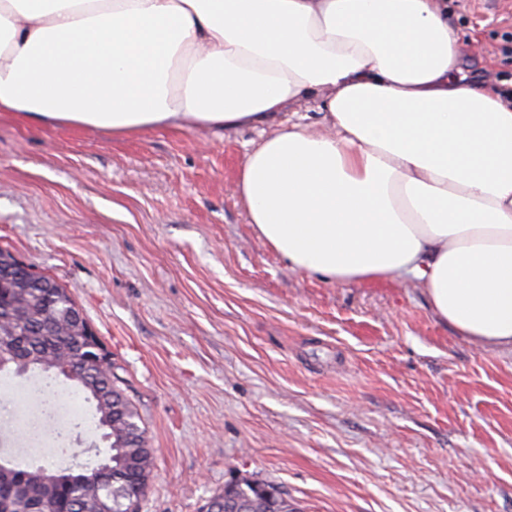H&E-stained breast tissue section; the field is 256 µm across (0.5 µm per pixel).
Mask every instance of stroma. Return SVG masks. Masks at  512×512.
<instances>
[{
	"instance_id": "35a3bbf8",
	"label": "stroma",
	"mask_w": 512,
	"mask_h": 512,
	"mask_svg": "<svg viewBox=\"0 0 512 512\" xmlns=\"http://www.w3.org/2000/svg\"><path fill=\"white\" fill-rule=\"evenodd\" d=\"M478 86L512 83V0H447ZM261 132L130 136L0 115V247L67 288L112 355L154 468L140 512L225 483L299 512H512V350L457 334L410 281L289 269L233 185ZM50 468L96 463L95 408Z\"/></svg>"
}]
</instances>
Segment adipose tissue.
Segmentation results:
<instances>
[{
  "instance_id": "1",
  "label": "adipose tissue",
  "mask_w": 512,
  "mask_h": 512,
  "mask_svg": "<svg viewBox=\"0 0 512 512\" xmlns=\"http://www.w3.org/2000/svg\"><path fill=\"white\" fill-rule=\"evenodd\" d=\"M463 47L446 0H0V112L264 128L234 191L291 267L414 280L512 350V98ZM313 98L320 121L282 120Z\"/></svg>"
}]
</instances>
